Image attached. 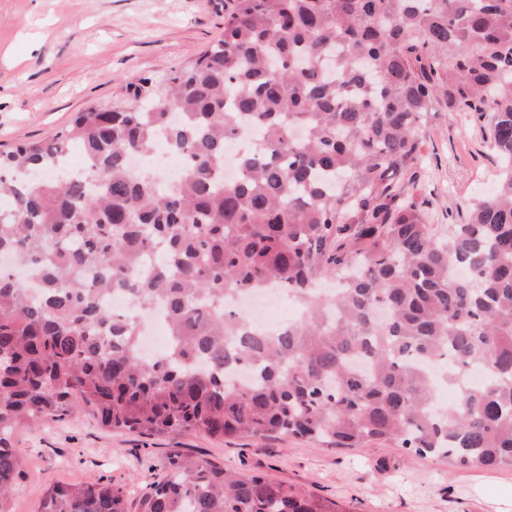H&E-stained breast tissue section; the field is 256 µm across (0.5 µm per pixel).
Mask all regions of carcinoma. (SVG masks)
Segmentation results:
<instances>
[{
    "label": "carcinoma",
    "instance_id": "cac0c4a2",
    "mask_svg": "<svg viewBox=\"0 0 512 512\" xmlns=\"http://www.w3.org/2000/svg\"><path fill=\"white\" fill-rule=\"evenodd\" d=\"M134 104L89 108L47 141L0 152V512L20 426L77 397L102 423L382 440L460 468H512V0H224V37ZM174 106L180 120L168 118ZM472 114L499 169L461 224L428 222L405 178L440 107ZM184 159L176 185L131 169L157 137ZM257 139L224 180L226 145ZM81 149L87 171L56 179ZM332 279L331 293L317 288ZM280 285L306 317L274 336L229 303ZM161 306L155 359L140 321ZM249 366V383L235 374ZM37 512H336L310 491L179 452L129 498L57 484Z\"/></svg>",
    "mask_w": 512,
    "mask_h": 512
}]
</instances>
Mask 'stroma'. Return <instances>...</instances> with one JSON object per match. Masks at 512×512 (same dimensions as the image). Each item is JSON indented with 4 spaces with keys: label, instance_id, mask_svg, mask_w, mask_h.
Masks as SVG:
<instances>
[{
    "label": "stroma",
    "instance_id": "obj_1",
    "mask_svg": "<svg viewBox=\"0 0 512 512\" xmlns=\"http://www.w3.org/2000/svg\"><path fill=\"white\" fill-rule=\"evenodd\" d=\"M223 32L224 0H0V151L51 138L88 108L129 104V82L163 79ZM421 140L416 198L430 223H462L496 181L481 125L434 112ZM11 443L22 459L12 512H36L57 484L100 479L135 493L174 452L312 491L338 512H512V468L459 469L392 441L148 436L106 427L77 401L64 418L17 429Z\"/></svg>",
    "mask_w": 512,
    "mask_h": 512
}]
</instances>
